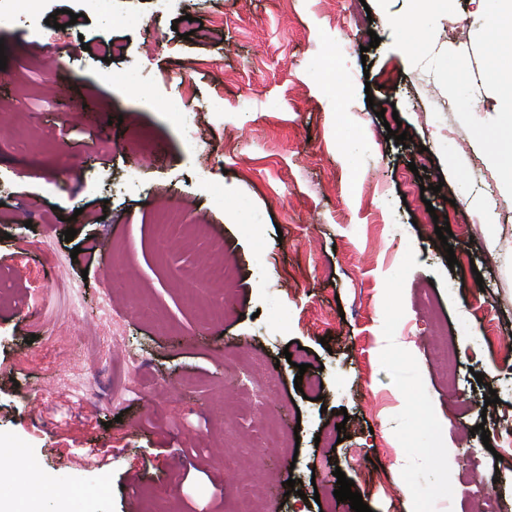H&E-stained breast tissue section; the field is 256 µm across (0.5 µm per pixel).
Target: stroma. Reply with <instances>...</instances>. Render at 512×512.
Here are the masks:
<instances>
[{
    "mask_svg": "<svg viewBox=\"0 0 512 512\" xmlns=\"http://www.w3.org/2000/svg\"><path fill=\"white\" fill-rule=\"evenodd\" d=\"M454 4L434 48L466 53L487 121L500 100L474 50L485 0ZM407 6L40 0L0 28V480L13 506L37 482L87 487L84 512H128L132 492L138 512H238L245 495L253 512H336L339 469L372 512H471L482 488L512 512V457L471 433L512 422V362L497 353L512 339V196L434 75L394 48L389 18ZM59 9L77 23L48 25ZM186 15L208 35L188 34ZM378 103L408 146L387 139ZM428 203L437 222L476 221L448 242L473 265L448 267L436 222L419 221ZM172 204L206 233L160 252L153 220ZM206 259L234 272L220 323L185 305L174 275ZM71 287L78 309L58 320ZM438 328L457 340L451 381L428 341ZM299 375L321 381L319 400ZM120 379L138 397L113 401ZM268 427L282 446L265 447ZM87 448L111 449L109 464L76 466Z\"/></svg>",
    "mask_w": 512,
    "mask_h": 512,
    "instance_id": "35a3bbf8",
    "label": "stroma"
}]
</instances>
